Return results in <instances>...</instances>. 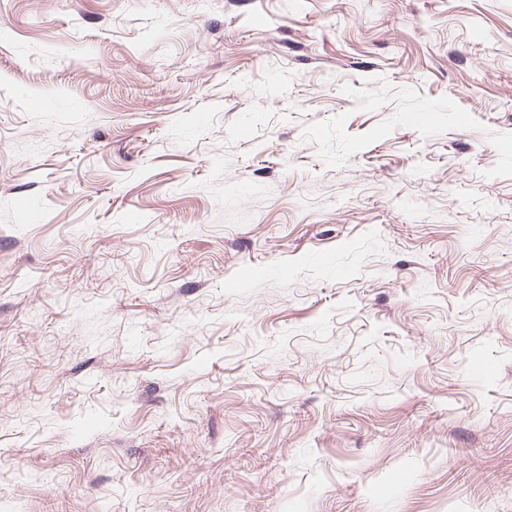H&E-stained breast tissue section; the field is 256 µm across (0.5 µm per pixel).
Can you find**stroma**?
<instances>
[{
    "instance_id": "35a3bbf8",
    "label": "stroma",
    "mask_w": 512,
    "mask_h": 512,
    "mask_svg": "<svg viewBox=\"0 0 512 512\" xmlns=\"http://www.w3.org/2000/svg\"><path fill=\"white\" fill-rule=\"evenodd\" d=\"M0 503L512 512V0H0Z\"/></svg>"
}]
</instances>
